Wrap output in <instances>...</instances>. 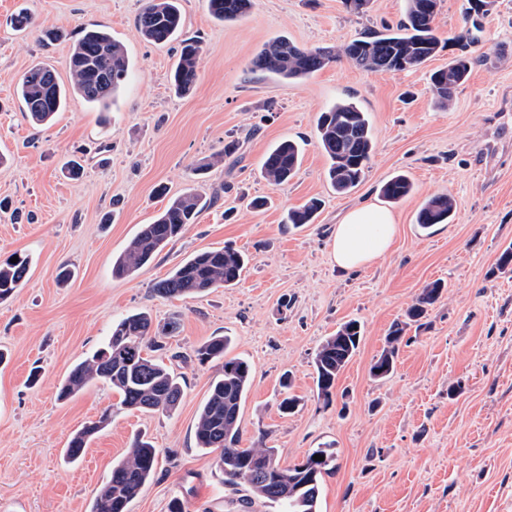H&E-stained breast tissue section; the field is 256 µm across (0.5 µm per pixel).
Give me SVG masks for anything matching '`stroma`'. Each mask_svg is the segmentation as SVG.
I'll return each mask as SVG.
<instances>
[{"label": "stroma", "mask_w": 512, "mask_h": 512, "mask_svg": "<svg viewBox=\"0 0 512 512\" xmlns=\"http://www.w3.org/2000/svg\"><path fill=\"white\" fill-rule=\"evenodd\" d=\"M143 0H0V262L32 258L24 288L0 301V512H90L95 495L134 439L159 450L155 475L129 512H268L247 486H228L213 453L197 447L198 411L217 374L193 361L214 336L232 340L230 355L247 360L252 385L241 410L242 447L276 449L281 464L316 448L336 454L325 476L319 512H512V272L496 269L512 245V0H496L480 17L479 41L454 43L468 0H440L442 43L425 66L373 73L347 60L300 82L251 73L272 38L336 49L399 26L406 0H370L367 12L343 0H253L234 22L215 20L204 0H181L183 33L199 36L198 80L174 93L178 41L158 45L136 29ZM26 9L33 24L8 23ZM101 25L123 46L131 76L108 115L70 96L52 124L37 126L17 97L22 74L39 62L70 81L68 59L81 28ZM471 61L468 81L450 108H439L431 72L450 57ZM348 97L368 112L375 149L361 182L336 194L317 119ZM303 144L298 173L274 187L262 162L284 140ZM238 142L235 154L214 153ZM83 166L69 178L70 160ZM211 160L205 174L194 167ZM413 183L389 204L398 226L389 254L342 274L332 259L331 231L360 203L381 204V186L397 173ZM223 188L218 204L133 275L112 274L140 225L169 199ZM451 196L455 219L424 229L425 200ZM267 201L263 209L252 199ZM314 223L287 224L289 210L310 199ZM233 245L248 256L240 281L186 298L166 299L156 281L189 255ZM70 278L58 279L61 268ZM445 289L424 325L409 326L393 373L370 367L391 325L430 282ZM147 312L176 322L169 342L181 359L183 397L170 415L118 411L83 457L64 454L73 433L118 402L95 383L59 396L72 368L109 336L113 321ZM358 320L359 349L341 372L330 403L318 400L313 359L341 324ZM300 399L281 414L280 381Z\"/></svg>", "instance_id": "35a3bbf8"}]
</instances>
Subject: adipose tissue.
Wrapping results in <instances>:
<instances>
[{
	"label": "adipose tissue",
	"instance_id": "adipose-tissue-1",
	"mask_svg": "<svg viewBox=\"0 0 512 512\" xmlns=\"http://www.w3.org/2000/svg\"><path fill=\"white\" fill-rule=\"evenodd\" d=\"M396 232L392 214L372 203L351 207L332 236V257L338 271L371 265L391 248Z\"/></svg>",
	"mask_w": 512,
	"mask_h": 512
}]
</instances>
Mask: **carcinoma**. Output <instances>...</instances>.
Wrapping results in <instances>:
<instances>
[{"label":"carcinoma","instance_id":"carcinoma-1","mask_svg":"<svg viewBox=\"0 0 512 512\" xmlns=\"http://www.w3.org/2000/svg\"><path fill=\"white\" fill-rule=\"evenodd\" d=\"M438 0H406V21L400 27L355 39L343 54L360 68L390 72L397 57L407 68L425 65L437 52L439 39L434 33ZM208 11L221 21L236 20L251 7V0H207ZM138 31L147 41H172L182 29L179 0H146L140 13ZM203 52L199 39L181 40L178 63L171 82L178 94L188 93L198 79ZM339 54L329 48H301L285 36L265 44L252 59L250 70L264 72L282 81L304 80L328 64ZM72 87L68 88L50 66L36 65L26 71L18 84L30 120L36 125L48 124L60 111L69 92L81 96L100 112L112 110L118 92L130 75V63L122 45L104 28L83 31L69 56ZM470 73V61L456 57L448 68L432 75L433 93L438 104L446 108L455 89L464 84ZM317 132L320 146L328 160L327 179L338 193L354 188L374 152L369 115L353 100H342L322 113ZM302 149L298 142L286 140L272 147L263 162L266 179L274 186L291 180L301 164ZM412 191L411 181L397 175L381 188V196L397 202ZM219 193L204 198L186 193L171 199L151 224L141 225L128 248L112 262V275L127 277L150 262L180 233L184 225L194 223L200 210L214 203ZM318 204L310 201L287 215L289 224L312 222ZM454 204L446 195L427 200L417 215V224L429 228L450 224ZM30 260L18 257L13 263H0V299L7 298L27 281ZM247 265L244 253L226 246L199 252L177 267L167 278L155 283L154 291L174 298L236 284ZM444 285L435 281L423 288L408 307V323L427 317L431 305L441 296ZM172 325L153 324L150 315L129 314L112 323L111 335L102 347L92 352L72 369L62 386L65 396L75 394L90 384L105 383L119 395L118 409L144 412H174L181 401L180 377L152 352L165 349L162 338ZM404 327L396 326L386 338L385 346L371 370L383 371L388 377L394 369L403 341ZM361 324L356 320L343 323L336 334L324 340L314 357L317 396L329 402L341 371L359 349ZM230 338L218 337L203 343L195 358L200 364L221 363L220 373L212 381L202 404L195 429L197 447L217 452L215 462L224 472L229 486L246 485L253 494L280 512H317L324 476L336 469V455L328 448H316L302 461L282 466L275 449L263 445L241 447L240 412L251 385V366L239 357L229 356ZM112 419V409H105L98 420L90 422L74 434L66 449L70 460H78L90 439ZM319 454L324 460L317 461ZM158 462V450L142 441L134 443L126 458L112 466L110 478L99 489L92 512H128L130 502L152 477ZM273 463L277 471L265 472V464Z\"/></svg>","mask_w":512,"mask_h":512}]
</instances>
